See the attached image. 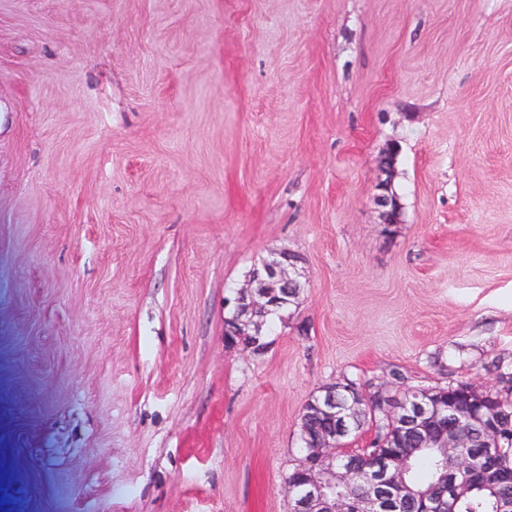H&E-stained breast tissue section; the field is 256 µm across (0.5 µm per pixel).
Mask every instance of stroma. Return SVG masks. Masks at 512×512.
Returning <instances> with one entry per match:
<instances>
[{"mask_svg":"<svg viewBox=\"0 0 512 512\" xmlns=\"http://www.w3.org/2000/svg\"><path fill=\"white\" fill-rule=\"evenodd\" d=\"M511 371L512 0H0V512H289L321 387ZM381 189L383 194L377 197V202L384 209V224H388L390 227L394 224H400L401 204L397 196L390 193V186L387 181L381 184ZM299 262L294 254L288 253L286 258L279 252L256 267L245 287L239 288L227 302L233 315L232 336H262L266 317L286 303L288 294H296L293 291L288 293V289L303 292L306 281H303L305 274ZM295 300H290L291 305L273 314L282 318L283 311L299 304Z\"/></svg>","mask_w":512,"mask_h":512,"instance_id":"stroma-1","label":"stroma"}]
</instances>
